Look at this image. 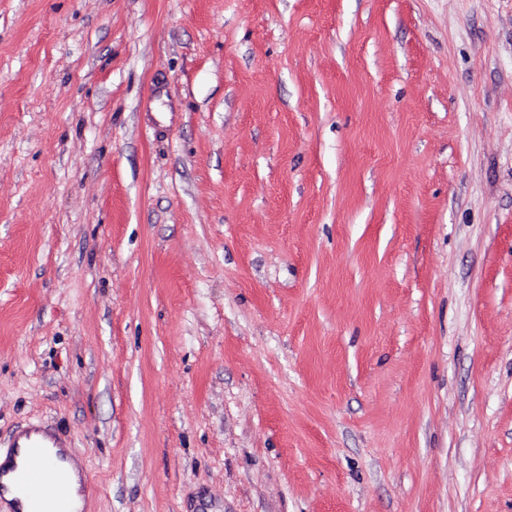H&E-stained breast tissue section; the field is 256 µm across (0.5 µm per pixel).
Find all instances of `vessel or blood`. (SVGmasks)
Returning <instances> with one entry per match:
<instances>
[{"label":"vessel or blood","instance_id":"obj_1","mask_svg":"<svg viewBox=\"0 0 512 512\" xmlns=\"http://www.w3.org/2000/svg\"><path fill=\"white\" fill-rule=\"evenodd\" d=\"M63 440L52 429L32 425L17 433L11 442V467L0 468V478L9 477L30 503L29 512H76L73 500L60 494L52 498L41 495L44 482L67 481L68 474L61 464Z\"/></svg>","mask_w":512,"mask_h":512}]
</instances>
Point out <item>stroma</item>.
<instances>
[{"mask_svg": "<svg viewBox=\"0 0 512 512\" xmlns=\"http://www.w3.org/2000/svg\"><path fill=\"white\" fill-rule=\"evenodd\" d=\"M84 512H512V0H0V452ZM69 447L52 429L31 425L17 433L11 442L9 470L10 481L20 488L30 503L28 512H77L74 501L63 492L76 500L79 508L83 507L80 494L81 475L77 466L70 462V480L65 486L68 474L60 461L63 460L59 452L54 453L51 448ZM5 470L0 465V479L5 476ZM8 477H4L2 497L10 502L13 509L26 511V503L14 491ZM58 484L59 495L47 498L40 494L39 488L44 482Z\"/></svg>", "mask_w": 512, "mask_h": 512, "instance_id": "obj_1", "label": "stroma"}]
</instances>
